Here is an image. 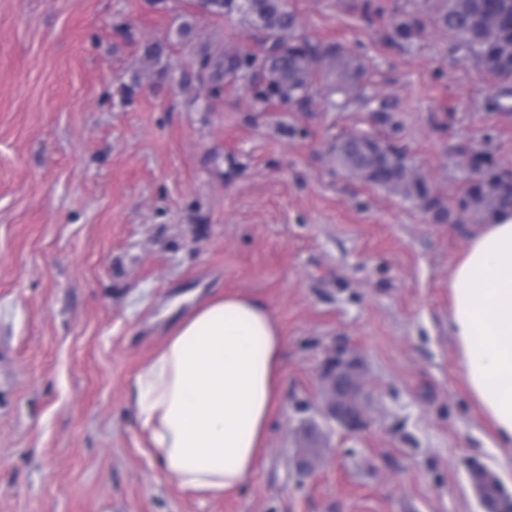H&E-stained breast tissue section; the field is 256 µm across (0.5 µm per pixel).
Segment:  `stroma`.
I'll list each match as a JSON object with an SVG mask.
<instances>
[{
  "label": "stroma",
  "instance_id": "35a3bbf8",
  "mask_svg": "<svg viewBox=\"0 0 512 512\" xmlns=\"http://www.w3.org/2000/svg\"><path fill=\"white\" fill-rule=\"evenodd\" d=\"M293 0L301 32L365 65L388 117L315 93L213 96L206 47L251 50L191 0H0V512H482L467 465L512 493L448 330L474 222H438L336 164L346 133L404 150L444 204L468 159L512 168V110L448 51L437 0ZM422 32L389 39V13ZM192 21L190 44L145 59ZM262 298L285 340L278 405L246 485L204 498L158 464L132 404L182 292ZM360 361L365 425L322 415L336 347ZM316 471L294 459L309 440Z\"/></svg>",
  "mask_w": 512,
  "mask_h": 512
}]
</instances>
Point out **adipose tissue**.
<instances>
[{
	"mask_svg": "<svg viewBox=\"0 0 512 512\" xmlns=\"http://www.w3.org/2000/svg\"><path fill=\"white\" fill-rule=\"evenodd\" d=\"M464 381L512 447V215L476 231L449 284ZM134 379L133 405L163 470L204 496L240 489L277 399L284 338L270 308L233 292L195 301Z\"/></svg>",
	"mask_w": 512,
	"mask_h": 512,
	"instance_id": "adipose-tissue-1",
	"label": "adipose tissue"
}]
</instances>
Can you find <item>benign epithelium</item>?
<instances>
[{
  "label": "benign epithelium",
  "instance_id": "1",
  "mask_svg": "<svg viewBox=\"0 0 512 512\" xmlns=\"http://www.w3.org/2000/svg\"><path fill=\"white\" fill-rule=\"evenodd\" d=\"M357 367L358 361L347 349L339 347L321 373L325 398L323 415L349 429H357L364 423L363 387L361 378L353 373Z\"/></svg>",
  "mask_w": 512,
  "mask_h": 512
}]
</instances>
